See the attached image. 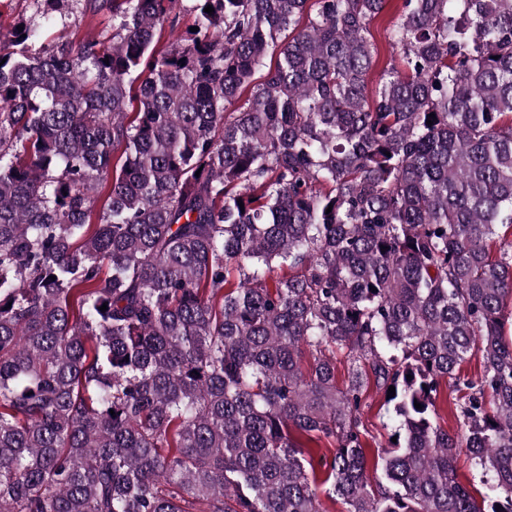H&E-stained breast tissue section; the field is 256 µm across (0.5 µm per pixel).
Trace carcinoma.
<instances>
[{"mask_svg": "<svg viewBox=\"0 0 512 512\" xmlns=\"http://www.w3.org/2000/svg\"><path fill=\"white\" fill-rule=\"evenodd\" d=\"M80 1L0 46V512H512V0H403L371 101L387 0ZM403 14L402 0H388L383 12L369 26L368 38L374 46L372 67L367 74V89L370 99L379 83L383 70L392 63H398L399 53L393 48L389 39V29ZM78 37H96L103 38L112 34V17L107 12H102L96 16H87L80 25ZM437 400V412L439 424L448 429L450 434L457 430L456 411H455V397L456 393L448 387V383L442 382ZM361 412L368 429L366 442L370 464L373 465L377 461L378 450L382 449L379 446H385L387 443V430L384 429L383 423L387 421L388 415L381 395L377 393L372 384L368 387ZM456 471L459 480L466 484L471 493L480 502L481 494L485 493V486L481 481V474L474 470L465 453H461L456 459Z\"/></svg>", "mask_w": 512, "mask_h": 512, "instance_id": "carcinoma-1", "label": "carcinoma"}]
</instances>
